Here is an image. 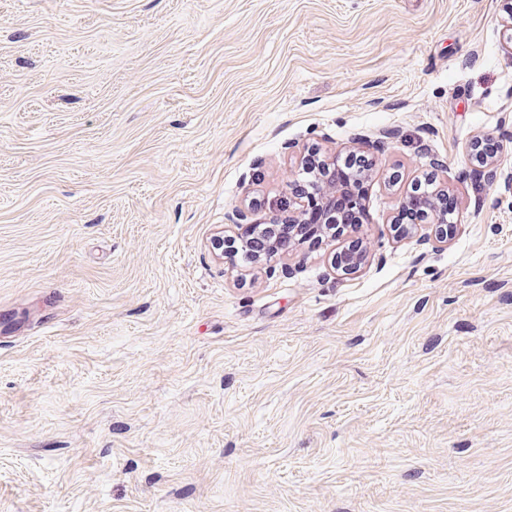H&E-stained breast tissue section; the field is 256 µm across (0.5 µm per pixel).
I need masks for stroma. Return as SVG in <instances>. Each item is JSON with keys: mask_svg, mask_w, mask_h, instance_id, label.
Listing matches in <instances>:
<instances>
[{"mask_svg": "<svg viewBox=\"0 0 512 512\" xmlns=\"http://www.w3.org/2000/svg\"><path fill=\"white\" fill-rule=\"evenodd\" d=\"M478 136L512 170L501 0H0V512H512ZM314 149L368 223L230 265ZM427 175L444 243L392 228Z\"/></svg>", "mask_w": 512, "mask_h": 512, "instance_id": "obj_1", "label": "stroma"}]
</instances>
